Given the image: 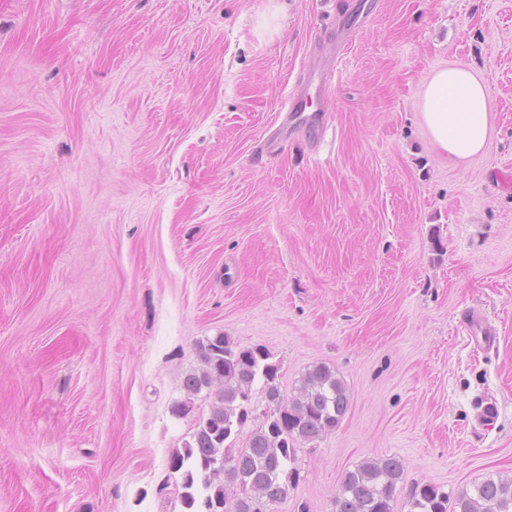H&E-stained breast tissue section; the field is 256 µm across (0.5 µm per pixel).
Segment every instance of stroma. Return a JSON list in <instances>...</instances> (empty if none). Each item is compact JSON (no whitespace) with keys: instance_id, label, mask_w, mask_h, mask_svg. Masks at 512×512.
Returning <instances> with one entry per match:
<instances>
[{"instance_id":"obj_1","label":"stroma","mask_w":512,"mask_h":512,"mask_svg":"<svg viewBox=\"0 0 512 512\" xmlns=\"http://www.w3.org/2000/svg\"><path fill=\"white\" fill-rule=\"evenodd\" d=\"M376 3L270 30L268 0H0V512H182L169 459L211 403L182 381L219 334L284 396L321 363L349 391L267 512H335L385 455L394 512L512 477V0ZM331 32L323 141L272 140ZM448 64L490 88L459 163L421 118Z\"/></svg>"}]
</instances>
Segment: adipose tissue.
<instances>
[{
	"instance_id": "obj_1",
	"label": "adipose tissue",
	"mask_w": 512,
	"mask_h": 512,
	"mask_svg": "<svg viewBox=\"0 0 512 512\" xmlns=\"http://www.w3.org/2000/svg\"><path fill=\"white\" fill-rule=\"evenodd\" d=\"M489 87L479 74L444 67L431 74L421 115L436 149L449 161L481 154L490 131Z\"/></svg>"
}]
</instances>
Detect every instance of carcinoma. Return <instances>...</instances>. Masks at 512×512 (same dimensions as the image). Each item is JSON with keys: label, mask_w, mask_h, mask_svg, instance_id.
<instances>
[{"label": "carcinoma", "mask_w": 512, "mask_h": 512, "mask_svg": "<svg viewBox=\"0 0 512 512\" xmlns=\"http://www.w3.org/2000/svg\"><path fill=\"white\" fill-rule=\"evenodd\" d=\"M201 366L187 374L188 394L214 392L208 414L191 441L172 455L183 512H264L288 497L286 477L296 473L297 447L333 431L346 414L344 383L325 365L303 375L285 398L276 384L279 364L263 347L238 349L219 335L200 345ZM262 383L267 410L245 446L236 443L256 419L250 394ZM403 464L395 456L365 460L345 472L336 512H394ZM408 512H512V479L488 478L453 494L432 483L412 485Z\"/></svg>", "instance_id": "cac0c4a2"}]
</instances>
